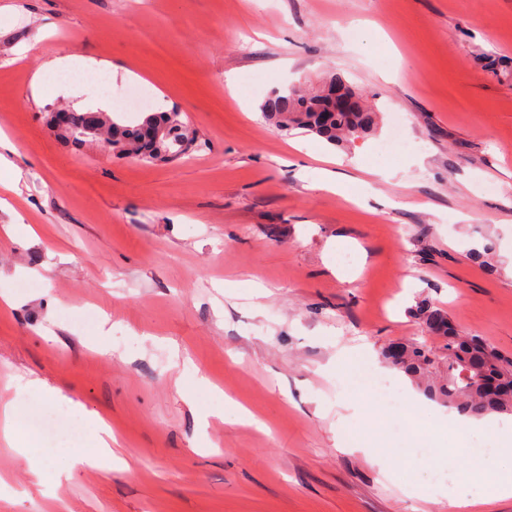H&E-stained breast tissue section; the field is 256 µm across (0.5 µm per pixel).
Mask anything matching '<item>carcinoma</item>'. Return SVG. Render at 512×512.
<instances>
[{
  "label": "carcinoma",
  "mask_w": 512,
  "mask_h": 512,
  "mask_svg": "<svg viewBox=\"0 0 512 512\" xmlns=\"http://www.w3.org/2000/svg\"><path fill=\"white\" fill-rule=\"evenodd\" d=\"M262 114L281 130L299 129L333 145L359 139L378 126V113L361 104L349 111H338L335 101L322 92L304 95L294 88L274 92L262 105ZM103 117L98 138L112 144V155L118 158L138 157L141 128L147 121L165 129L161 145L171 151L178 148V139L194 133L177 111L150 112L133 125L106 112ZM418 315L429 332L447 339L448 377L441 384L426 385L427 395L455 404L466 416L511 414L512 359L501 356L474 336L457 335L448 315L430 303H421ZM385 357L411 377L422 375L432 363L429 351L413 343L394 345Z\"/></svg>",
  "instance_id": "obj_1"
}]
</instances>
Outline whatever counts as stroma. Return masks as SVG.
Returning a JSON list of instances; mask_svg holds the SVG:
<instances>
[{
    "mask_svg": "<svg viewBox=\"0 0 512 512\" xmlns=\"http://www.w3.org/2000/svg\"><path fill=\"white\" fill-rule=\"evenodd\" d=\"M65 54L182 112L197 156L140 164L55 135L50 112L100 101L93 74L35 85ZM331 76L375 132L334 146L264 119L274 90ZM397 119L409 148L381 153ZM0 132L22 174L0 189V410L24 417L30 392L85 447L102 415L125 462L88 469L37 433L35 475L0 433V512H461L442 487L467 457L440 470L426 434L447 402L404 429L402 388L375 406L336 354L366 344L376 375L416 341L446 378L425 300L512 357V0H0ZM228 397L263 429L225 420ZM378 421L386 476L341 449Z\"/></svg>",
    "mask_w": 512,
    "mask_h": 512,
    "instance_id": "stroma-1",
    "label": "stroma"
}]
</instances>
